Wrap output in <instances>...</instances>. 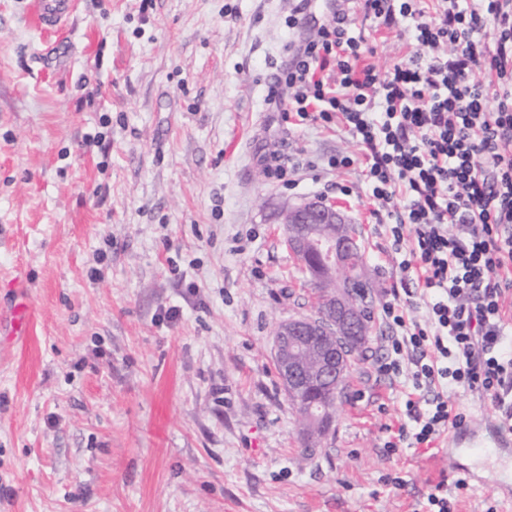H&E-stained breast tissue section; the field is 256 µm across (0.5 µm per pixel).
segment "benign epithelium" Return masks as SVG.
I'll return each mask as SVG.
<instances>
[{
	"label": "benign epithelium",
	"mask_w": 512,
	"mask_h": 512,
	"mask_svg": "<svg viewBox=\"0 0 512 512\" xmlns=\"http://www.w3.org/2000/svg\"><path fill=\"white\" fill-rule=\"evenodd\" d=\"M283 223L294 225L295 231L288 238V247L294 253L304 255L309 250L316 252L320 259L318 266L326 274L336 275V293L329 309L322 310L319 319H294L279 324L275 339L276 348H310L318 360L316 371L318 381L324 384H336L343 374L344 355L339 346L321 344L327 328L336 330L338 336H357L361 329V318L356 307L349 300L346 289L351 283L342 276L345 255L354 242L339 234L326 236L317 231L323 224H344V213L332 204L313 199L288 209L283 214ZM305 368L303 363L293 358L281 361L280 377L285 386L291 388L300 383Z\"/></svg>",
	"instance_id": "1"
}]
</instances>
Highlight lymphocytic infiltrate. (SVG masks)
<instances>
[{
	"label": "lymphocytic infiltrate",
	"mask_w": 512,
	"mask_h": 512,
	"mask_svg": "<svg viewBox=\"0 0 512 512\" xmlns=\"http://www.w3.org/2000/svg\"><path fill=\"white\" fill-rule=\"evenodd\" d=\"M363 21L412 31L417 50L383 69L339 9L293 49L266 101L299 123L334 124L361 148L364 192L414 286L391 288L378 376L406 384L386 446L429 448L466 416L463 389L512 431V0H353Z\"/></svg>",
	"instance_id": "f902f5d3"
}]
</instances>
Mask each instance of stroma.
<instances>
[{
	"mask_svg": "<svg viewBox=\"0 0 512 512\" xmlns=\"http://www.w3.org/2000/svg\"><path fill=\"white\" fill-rule=\"evenodd\" d=\"M71 3L45 33L0 0V312H32L0 335V512H420L440 482L451 512H512V452L384 447L402 387L374 370L378 314L406 274L360 165L328 164L351 136L266 103L300 0ZM364 35L382 68L414 51ZM315 198L356 229L374 319L308 448L274 331L315 315L280 222Z\"/></svg>",
	"mask_w": 512,
	"mask_h": 512,
	"instance_id": "1",
	"label": "stroma"
}]
</instances>
